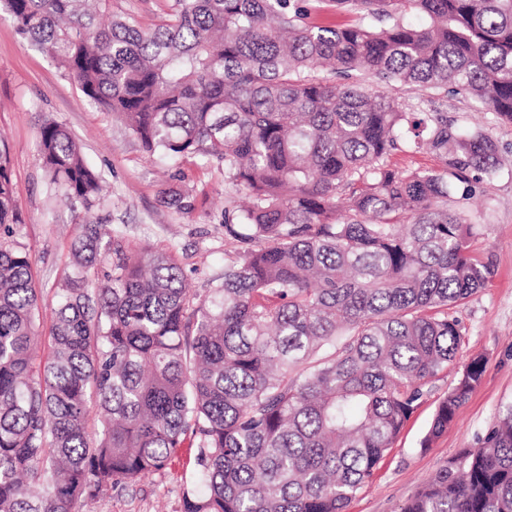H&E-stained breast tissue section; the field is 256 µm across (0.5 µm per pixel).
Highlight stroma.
<instances>
[{"instance_id":"1","label":"stroma","mask_w":512,"mask_h":512,"mask_svg":"<svg viewBox=\"0 0 512 512\" xmlns=\"http://www.w3.org/2000/svg\"><path fill=\"white\" fill-rule=\"evenodd\" d=\"M386 93L409 112H443L449 124L488 133L501 161L496 172L475 184L470 195L449 200L466 221L478 225L471 253L486 263L485 288L450 310L461 331L453 364L429 385L393 447L379 463L372 482L357 493L346 512H398L400 506L466 448L481 441L503 411L512 406V124L452 89L430 91L398 84ZM65 124L86 161L103 178L106 202L100 210L107 229L128 252L171 254L195 298H203L224 273V208L238 203L237 187L222 171L186 158L179 166L146 152L125 124L91 105L75 82L17 33L0 14V138L10 151V170L23 222L18 239L28 248L44 301L68 255L75 226L59 199L47 196L37 152L41 122ZM192 207L180 211L161 199L176 171ZM483 356L486 369L456 421L422 447L438 402L454 386L464 364ZM187 491L181 469L119 487L88 501L83 512H182Z\"/></svg>"}]
</instances>
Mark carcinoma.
Wrapping results in <instances>:
<instances>
[{"instance_id":"1","label":"carcinoma","mask_w":512,"mask_h":512,"mask_svg":"<svg viewBox=\"0 0 512 512\" xmlns=\"http://www.w3.org/2000/svg\"><path fill=\"white\" fill-rule=\"evenodd\" d=\"M318 2L362 19L305 24L291 0H170L145 29L111 0H0L144 150L222 169L248 196L224 209L233 256L197 301L171 256L131 259L112 241L100 173L44 120L45 189L68 202L76 232L41 355L43 304L0 146V512H79L172 468L185 446L183 512H346L455 361L448 309L489 270L469 252L477 225L447 202L466 172L496 170L494 144L355 76L451 84L512 124V0ZM319 66L337 79L313 76ZM402 147L449 167L394 168ZM163 202L191 208L179 188ZM485 365L464 366L422 447ZM400 512H512V407Z\"/></svg>"}]
</instances>
